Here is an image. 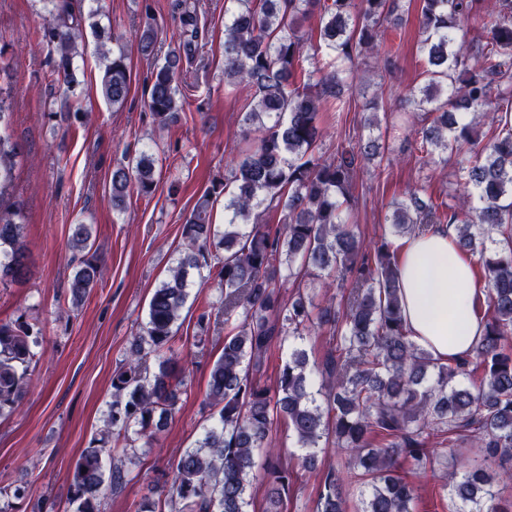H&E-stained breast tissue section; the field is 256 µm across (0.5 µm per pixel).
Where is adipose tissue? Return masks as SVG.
Here are the masks:
<instances>
[{
  "label": "adipose tissue",
  "mask_w": 512,
  "mask_h": 512,
  "mask_svg": "<svg viewBox=\"0 0 512 512\" xmlns=\"http://www.w3.org/2000/svg\"><path fill=\"white\" fill-rule=\"evenodd\" d=\"M398 279L406 328L435 357L461 358L483 335L475 304L485 300L486 284L459 249L454 225L407 239Z\"/></svg>",
  "instance_id": "obj_1"
}]
</instances>
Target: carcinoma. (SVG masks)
Returning a JSON list of instances; mask_svg holds the SVG:
<instances>
[{
  "instance_id": "cac0c4a2",
  "label": "carcinoma",
  "mask_w": 512,
  "mask_h": 512,
  "mask_svg": "<svg viewBox=\"0 0 512 512\" xmlns=\"http://www.w3.org/2000/svg\"><path fill=\"white\" fill-rule=\"evenodd\" d=\"M41 42L53 54L52 81L78 84L74 61L80 54L81 16L71 0H41ZM224 30V85L252 91L253 108L242 114L245 147L232 160L224 181L213 182L181 228V254L154 289L148 320L133 337L125 360L112 376L106 435L90 443L75 463V512H100L105 489L117 492L127 481L123 458L135 438L154 441L178 405L170 383L176 359L168 354L173 329L188 297L190 271L211 266L209 248L224 251L215 274L224 288V346L208 381L213 422L193 448L170 463L169 497L147 503L142 512H249L248 490L255 479L266 485L263 512H283L294 472L272 445L273 427L288 423L301 468L316 467L332 445L346 455L321 472L313 512H416L414 485L399 469L429 473L448 497V512H512L493 490L496 476L509 475L512 458V0H420L419 51L424 84L404 94L411 111L425 115L416 133L423 165L437 161L431 148L456 157L462 173L449 204L433 199L429 185L407 191L386 217L390 232L365 241L350 222L358 197L357 172L363 160L384 158L388 147L375 138L318 150L322 113L341 112L353 87L355 61L389 59L387 24L399 20L403 0H231ZM319 14V44L302 22ZM487 29L486 40L471 35ZM141 53L157 51V30L137 34ZM333 65L313 80L310 67L321 50ZM197 48L178 43L151 73L147 107L162 127L186 99L176 77L193 63ZM129 94L127 55L122 47L101 77V95L114 107ZM487 121L483 137L474 119ZM16 145L0 134V285L27 276L21 238L22 208L5 201L13 183ZM143 195L156 187L155 158L142 152L112 170V208L123 210L130 185ZM224 194V231L211 221L213 196ZM276 209V228L262 223ZM432 224H454L459 249L472 257L488 286L476 306L485 332L462 360L444 361L416 344L403 317L397 268L398 238L424 233ZM90 228L71 227L69 245L80 254L68 283L79 304L99 282L101 259L91 252ZM348 287L345 305L321 304L318 292ZM291 286L284 297L281 288ZM43 327L19 315L0 322V416L16 408L27 376L40 361ZM328 333L322 363L309 364L299 342ZM291 348L271 386L260 384L269 351ZM158 372L149 370L150 359ZM468 431L480 448L463 471L436 473L426 439ZM112 448H107V444ZM113 452L112 471L103 457ZM502 473H497V470ZM364 490L350 499L346 479Z\"/></svg>"
}]
</instances>
